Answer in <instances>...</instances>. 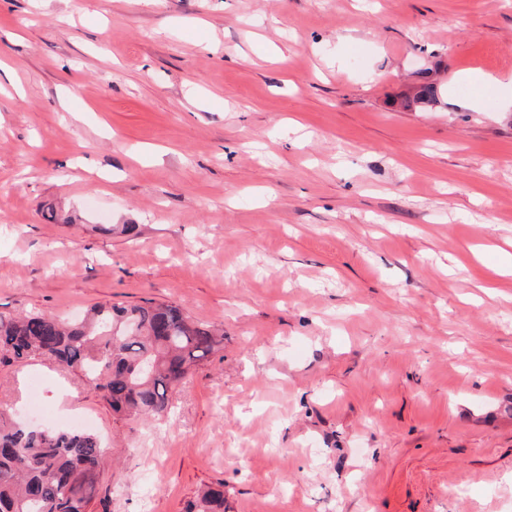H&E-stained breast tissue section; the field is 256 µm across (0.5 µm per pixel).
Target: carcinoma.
<instances>
[{"mask_svg":"<svg viewBox=\"0 0 512 512\" xmlns=\"http://www.w3.org/2000/svg\"><path fill=\"white\" fill-rule=\"evenodd\" d=\"M433 82L406 105L437 101ZM224 344V330L178 305L96 303L64 321L47 312L0 315V364L43 357L82 374L120 417L168 413L169 397ZM106 449L79 428L33 430L0 411V512H87ZM187 512H225L224 482L208 485Z\"/></svg>","mask_w":512,"mask_h":512,"instance_id":"carcinoma-1","label":"carcinoma"}]
</instances>
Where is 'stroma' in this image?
<instances>
[{
	"mask_svg": "<svg viewBox=\"0 0 512 512\" xmlns=\"http://www.w3.org/2000/svg\"><path fill=\"white\" fill-rule=\"evenodd\" d=\"M99 302L224 347L160 421L0 364L88 512H512V0H0V315ZM187 512H225L223 481L202 489L190 503Z\"/></svg>",
	"mask_w": 512,
	"mask_h": 512,
	"instance_id": "1",
	"label": "stroma"
}]
</instances>
